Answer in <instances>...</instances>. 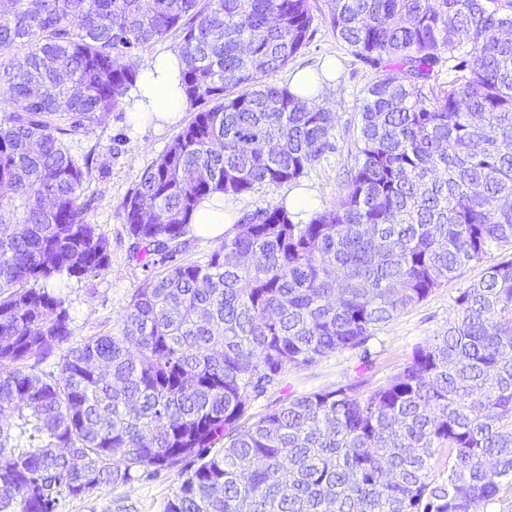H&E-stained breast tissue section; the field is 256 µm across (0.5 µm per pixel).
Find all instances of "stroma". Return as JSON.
Wrapping results in <instances>:
<instances>
[{"instance_id": "1", "label": "stroma", "mask_w": 512, "mask_h": 512, "mask_svg": "<svg viewBox=\"0 0 512 512\" xmlns=\"http://www.w3.org/2000/svg\"><path fill=\"white\" fill-rule=\"evenodd\" d=\"M309 4L314 22L305 47L286 68L269 73L265 81L285 86L297 68L317 70L325 60H334L336 75L322 101L323 107L334 116V149L308 169L296 184L227 196V204L240 217L266 203L284 202L295 188L310 191L318 208H325L338 198L343 173L354 163L358 115L366 90L380 71L360 60L336 38L329 22L328 0H309ZM178 131L175 125L160 128L147 124L132 129L125 110L120 108L103 123L84 125L65 138L70 153L91 164L84 184L86 196L93 199L88 220L98 226L110 243V261L105 271L80 279L61 276L49 284L51 292L68 300L70 344L93 336L119 335L122 317L137 289L171 269L173 260L160 255L141 262L133 258L132 239L121 204ZM482 271L479 265L465 267L457 278L381 326L363 347L330 354L297 370H286L279 384L251 401V413L263 414L291 396L332 390L356 381L361 382L365 394L384 385L418 348L426 346L447 327L460 289L479 279ZM179 484L176 474L162 473L118 487L104 485L88 496L61 500L56 512H164Z\"/></svg>"}]
</instances>
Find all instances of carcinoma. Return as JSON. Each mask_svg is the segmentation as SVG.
<instances>
[{"label":"carcinoma","instance_id":"cac0c4a2","mask_svg":"<svg viewBox=\"0 0 512 512\" xmlns=\"http://www.w3.org/2000/svg\"><path fill=\"white\" fill-rule=\"evenodd\" d=\"M313 21L308 0L0 7V512L162 472L181 478L165 512H475L512 495V257L372 393L249 413L286 369L363 346L512 246V0H330L336 38L381 68L336 202L307 223L257 208L206 264L138 289L120 335L36 372L71 335L46 283L110 261L89 162L63 137L123 104L135 52L176 38L195 112L121 204L133 256L171 258L202 202L290 183L333 149L327 108L263 82Z\"/></svg>","mask_w":512,"mask_h":512}]
</instances>
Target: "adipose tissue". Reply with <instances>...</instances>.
<instances>
[{"label": "adipose tissue", "mask_w": 512, "mask_h": 512, "mask_svg": "<svg viewBox=\"0 0 512 512\" xmlns=\"http://www.w3.org/2000/svg\"><path fill=\"white\" fill-rule=\"evenodd\" d=\"M183 63L172 53H152L140 64L135 89L128 94L124 108L132 126L157 122L174 125L180 122L188 108L180 91ZM192 224L203 237H220L227 233L232 222L224 210L223 195L203 202L194 212Z\"/></svg>", "instance_id": "ef3b65f1"}]
</instances>
